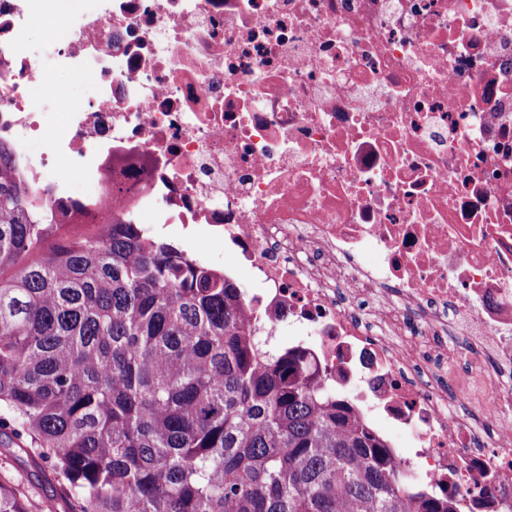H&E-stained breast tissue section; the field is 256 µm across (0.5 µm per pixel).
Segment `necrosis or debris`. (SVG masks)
Instances as JSON below:
<instances>
[{
	"mask_svg": "<svg viewBox=\"0 0 512 512\" xmlns=\"http://www.w3.org/2000/svg\"><path fill=\"white\" fill-rule=\"evenodd\" d=\"M0 143L35 205L224 239L266 345L512 512V0H0Z\"/></svg>",
	"mask_w": 512,
	"mask_h": 512,
	"instance_id": "obj_1",
	"label": "necrosis or debris"
}]
</instances>
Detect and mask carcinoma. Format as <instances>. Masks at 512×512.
I'll use <instances>...</instances> for the list:
<instances>
[{
  "label": "carcinoma",
  "mask_w": 512,
  "mask_h": 512,
  "mask_svg": "<svg viewBox=\"0 0 512 512\" xmlns=\"http://www.w3.org/2000/svg\"><path fill=\"white\" fill-rule=\"evenodd\" d=\"M243 308L138 224L35 207L0 145V459L50 475L63 512H455ZM29 503L0 477V512Z\"/></svg>",
  "instance_id": "1"
}]
</instances>
